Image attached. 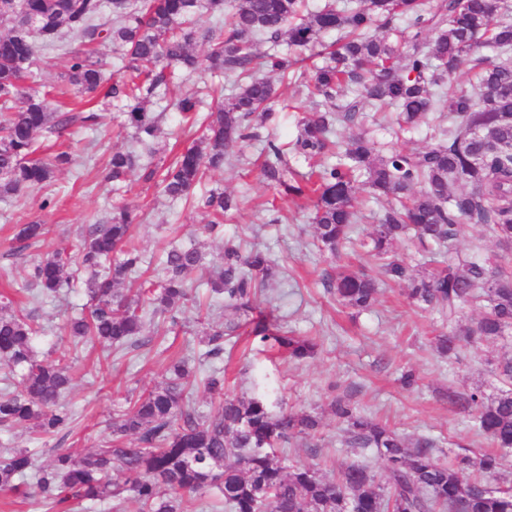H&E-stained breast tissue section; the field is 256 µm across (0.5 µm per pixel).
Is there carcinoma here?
Listing matches in <instances>:
<instances>
[{
    "instance_id": "cac0c4a2",
    "label": "carcinoma",
    "mask_w": 512,
    "mask_h": 512,
    "mask_svg": "<svg viewBox=\"0 0 512 512\" xmlns=\"http://www.w3.org/2000/svg\"><path fill=\"white\" fill-rule=\"evenodd\" d=\"M203 8L224 19V31L216 34L199 25ZM398 17L414 30L409 53L392 34ZM2 27L7 32L0 33L1 196L41 186L70 163L67 152L33 157L38 139L60 135L76 123L98 124L97 112L53 110L24 87L37 49H61L63 33L70 32L81 39V48L67 52L68 82L86 105L101 93L123 99L124 125L143 146L157 137L159 121L150 105L167 83L168 69L204 68L235 78V91L210 114L206 134L175 153L162 173L144 169L142 179L158 180L166 197L188 199L206 171L231 161L233 147L260 141L262 178L283 199L310 202L315 238L334 253L356 241L354 195L362 177L382 212L359 245L381 261L385 279L405 286L417 308L437 310L450 323L458 321L464 306L486 303L474 324L436 337V351L455 357L467 344L496 341L512 331V272L494 255L454 248L464 223L482 226L505 249L512 244V58L495 62L481 55L485 47L512 51L507 0H442L435 6L430 0H352L314 10L306 0H0ZM333 31L336 47L326 52L323 38ZM200 40L208 43L202 57L192 51ZM263 42L274 48L284 42L288 52L262 51ZM106 47L128 58L124 80L109 87L104 85ZM314 57L325 61L303 87L309 97L334 107L301 121L293 148L303 157L315 160L333 152V123L359 126L358 112L367 105L392 113L403 132L416 129L431 112L446 113L448 126L434 128L435 144L424 150L393 147L386 154L354 132L337 163L309 175L289 168L283 145L263 132L274 112L269 73L284 78ZM463 66L474 72V94L456 81ZM203 94L199 87L177 100L184 120L192 118ZM139 162L135 151L113 153L105 180L126 182ZM457 185L468 189L456 192ZM196 205L212 216L205 225L212 231L225 214L239 210L240 200L211 190ZM136 223L135 208L118 204L103 222L82 232L72 252L54 251L33 266L29 287L42 299L57 297L68 264L90 272L87 311L63 324L79 343L133 344L155 316L180 309L191 296L187 275L204 268L203 253L192 244L167 252L160 281L144 280L134 294L122 287L141 277L142 257L132 240ZM47 233L38 222L20 225L16 250L37 244ZM405 238L438 246L448 260L418 276L412 265L392 255ZM273 266L266 252H245L227 242L205 284L224 297V310L239 313L253 308ZM328 288L342 305L357 310L370 308L379 293L376 277L345 268ZM238 329L229 319L209 334L206 356L223 357ZM41 331L29 318L0 312V365L23 369L19 390L0 394V425L31 423L36 432L54 435L69 420L58 401L72 385V361L65 355L50 362L39 358L34 342ZM250 335L294 359L313 349L309 339L263 313L252 320ZM496 370L503 385L496 395L479 388L448 394V402L472 416L477 435L494 450L441 463L433 441L411 443L337 397L331 411L344 425L348 447L376 450L384 469L378 475L365 465L342 463L329 476L310 466H287L276 452L280 442L315 435L320 419L304 412L275 415L258 399L224 396V370L217 367L205 378L217 404L201 416L191 404L190 371L179 361L164 382L113 419L112 438L103 447L83 456L59 452L48 467L26 449L1 454L0 490L34 497L51 509L72 500H120L130 492L139 512H184V500H203L215 488L229 512H512V486L487 485L500 470L497 450L512 449V351L497 359Z\"/></svg>"
}]
</instances>
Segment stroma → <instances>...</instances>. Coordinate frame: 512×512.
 <instances>
[{"instance_id": "obj_1", "label": "stroma", "mask_w": 512, "mask_h": 512, "mask_svg": "<svg viewBox=\"0 0 512 512\" xmlns=\"http://www.w3.org/2000/svg\"><path fill=\"white\" fill-rule=\"evenodd\" d=\"M79 45L77 36L65 34L62 50L37 61L33 89L73 94L64 78L66 53ZM204 79L201 73H180L167 94L156 97L154 109L162 114L161 133L151 147L141 151L145 167L161 168L175 144L180 115L171 108V100ZM271 81L278 106L266 131L282 141H293L298 121L312 103L279 75H272ZM96 110L101 115L97 129L75 127L49 145L53 152L71 150V164L43 187L0 197V304L10 303L16 314L34 316L43 328L36 342L38 356L66 353L75 371L72 389L60 399L61 409L72 417L70 426L47 437L26 427H0V452L27 448L43 464L50 463L61 449L85 454L109 435L114 410L123 407L126 398H137L163 382L173 360L184 359L200 378L212 367L205 357L206 337L224 324V301L212 294H204L201 309L184 308L172 316L156 317L146 332L145 345L107 353L91 343L74 344L60 328L61 312L86 304L84 280H75L73 287L62 289L52 301L39 303L25 293L36 260L64 247L86 226L102 222L111 204L122 199L143 215L135 242L144 255V268L153 276L163 274L164 249L189 240L198 244L210 267L218 263L223 244L229 240L254 245L274 260L275 276L256 303L272 311L295 335L315 338L317 347L311 357L298 362L244 335L222 365L226 395L260 399L275 414L288 410L322 417L323 427L316 437L284 443L280 455L286 462L324 470L335 463L357 462L381 471L383 463L374 451L346 446L329 409L337 396L351 399L363 415L387 422L407 440H434V453L440 460L466 448L485 447L468 413L452 408L446 395L475 387L486 395L496 394L500 382L490 358L512 347V334L493 344L465 346L459 357L448 359L434 349V338L447 332V322L438 313L412 306L401 287L381 286L376 302L366 311L339 306L324 281L335 274L338 262L366 270L369 260L359 252L347 250L337 258L318 248L308 213L286 206L262 180L259 145L245 147L235 165L205 177L203 189H221L242 198L239 211L225 217L213 233L204 230L205 214L184 201L159 197L140 176H131L128 190L113 191L104 182L103 172L113 152L133 146V132L121 127L120 100H99ZM365 127L387 149L410 152L432 143L428 122L401 136L370 118ZM33 221L46 224L48 234L26 252H14L18 226ZM408 370L416 380L410 389L400 382Z\"/></svg>"}]
</instances>
